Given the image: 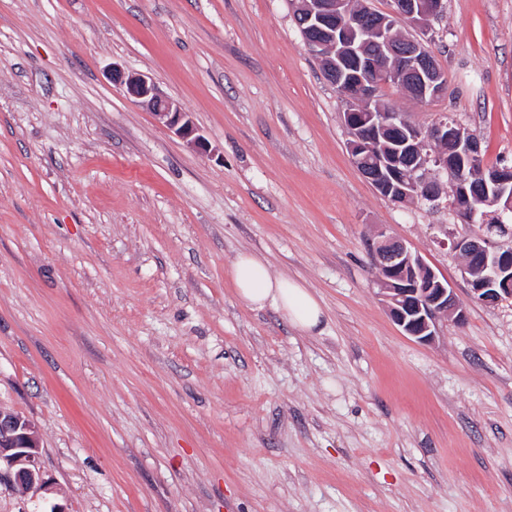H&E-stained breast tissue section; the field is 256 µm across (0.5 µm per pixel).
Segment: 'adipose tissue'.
Here are the masks:
<instances>
[{
  "label": "adipose tissue",
  "instance_id": "adipose-tissue-1",
  "mask_svg": "<svg viewBox=\"0 0 512 512\" xmlns=\"http://www.w3.org/2000/svg\"><path fill=\"white\" fill-rule=\"evenodd\" d=\"M232 278L239 297L248 305L282 311L294 327L306 332L319 327L323 309L317 298L298 281L272 277L262 257L239 255L232 265Z\"/></svg>",
  "mask_w": 512,
  "mask_h": 512
}]
</instances>
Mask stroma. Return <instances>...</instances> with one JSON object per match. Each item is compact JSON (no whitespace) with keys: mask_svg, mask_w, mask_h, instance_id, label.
<instances>
[{"mask_svg":"<svg viewBox=\"0 0 512 512\" xmlns=\"http://www.w3.org/2000/svg\"><path fill=\"white\" fill-rule=\"evenodd\" d=\"M424 43L450 115L512 165V0H445ZM148 74L200 153L112 81ZM288 0H0V408L51 492L0 512H512V301L471 297L448 197L380 195ZM404 240L467 311L424 344L369 250ZM263 256L325 312L237 295Z\"/></svg>","mask_w":512,"mask_h":512,"instance_id":"35a3bbf8","label":"stroma"}]
</instances>
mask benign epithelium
Here are the masks:
<instances>
[{
  "instance_id": "7a95c632",
  "label": "benign epithelium",
  "mask_w": 512,
  "mask_h": 512,
  "mask_svg": "<svg viewBox=\"0 0 512 512\" xmlns=\"http://www.w3.org/2000/svg\"><path fill=\"white\" fill-rule=\"evenodd\" d=\"M393 10L378 13L367 4L352 6V0H291V9L301 35L322 66L325 77L343 94L347 108L345 125L352 131L348 150L359 173L381 195L407 204L418 198L437 201L443 188L437 175L444 173L459 185L454 207L469 223L477 220L478 197L498 206L500 219L512 216V167L480 169L474 186L480 195L470 196L466 171L480 159L481 144L473 133L446 114L423 128L380 102L381 89L396 85L415 99L426 102L443 96L447 78L422 40L397 35L402 21L427 34L444 11V0H393ZM112 79L122 84L128 96L153 110L154 116L187 145L207 152L209 146L190 113L165 95L146 74L112 69ZM390 128L401 130L393 151H380L381 138ZM452 141L459 160L448 158L430 143ZM448 246L465 259L480 256L481 271L470 265L463 272L473 299L488 306L512 299V253L481 225L473 233L452 236ZM374 260L386 277L380 281L393 321L403 333L421 343L437 334V321L445 316L456 325L466 320V309L448 281L440 277L406 243L379 232ZM40 440L35 425L25 417L0 409V482L23 491L49 490L39 465Z\"/></svg>"
}]
</instances>
